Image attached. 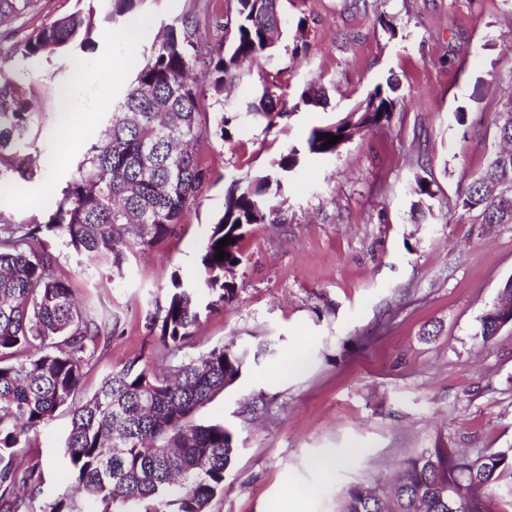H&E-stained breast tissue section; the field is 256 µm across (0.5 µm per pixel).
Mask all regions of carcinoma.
<instances>
[{
    "label": "carcinoma",
    "instance_id": "carcinoma-1",
    "mask_svg": "<svg viewBox=\"0 0 512 512\" xmlns=\"http://www.w3.org/2000/svg\"><path fill=\"white\" fill-rule=\"evenodd\" d=\"M114 22L135 16L145 0H110ZM283 0H235L233 26L208 55L197 41L198 20L186 14L163 26L135 78L113 107L103 136L91 143L41 215L14 221L0 214V512H208L223 488L236 447L221 424H202L195 412L233 385L250 359L272 353L231 341L179 360L158 372L141 357L113 370L89 397L82 396L83 368L118 318L75 303L58 271L48 239L56 236L76 254H92L121 274L130 256L177 233L210 179L200 151L211 136L231 140L244 122L268 127L289 116L277 109L270 88L231 98L251 76L250 66L273 60L281 33ZM93 9L56 19L10 47L19 63L48 58L75 41L95 49ZM203 70V82L191 78ZM18 67L0 68V168L26 180L40 156L21 155L15 144L30 130L32 112ZM399 83L377 84L349 110L311 128L303 148L286 147L268 170L234 176L224 208L210 224L198 275L187 283L172 274L154 300L145 327L157 351L177 356L191 343L202 316L237 298L235 275L242 241L253 224H274L271 200L285 193L299 170L301 152L334 156L354 132L375 128L399 103ZM217 107L214 122L202 111ZM328 99L315 81L298 105L323 108ZM340 141L331 146L326 135ZM495 138L509 148L458 195L455 208L478 224H512V121L495 124ZM225 258L216 259L218 241ZM512 319V278L480 317L483 341ZM59 412L70 415L64 469L73 491L42 495L44 470L32 441ZM512 455L470 457L437 444L408 460L391 486L357 483L343 493L341 512H490L501 474Z\"/></svg>",
    "mask_w": 512,
    "mask_h": 512
}]
</instances>
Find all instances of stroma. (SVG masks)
Instances as JSON below:
<instances>
[{
    "label": "stroma",
    "instance_id": "obj_1",
    "mask_svg": "<svg viewBox=\"0 0 512 512\" xmlns=\"http://www.w3.org/2000/svg\"><path fill=\"white\" fill-rule=\"evenodd\" d=\"M90 7L96 47L82 54V67L71 65L67 50L32 64L24 80L35 117L19 150L50 162L0 196V212L14 218L35 213L59 190L161 26L199 4L146 0L132 27L109 19L108 0H31L0 23V45ZM383 18L395 21L396 33L380 26ZM298 34L309 50L295 59ZM262 69L242 97L267 78L291 117L283 127L246 124L230 141L204 145L212 180L176 235L119 276L52 239L78 299L120 319L119 334L84 367L83 394L135 356L166 366L145 315L172 273L195 276L232 175L268 169L311 125L393 75L402 101L390 121L336 156L302 157L286 192L285 223L250 226L236 301L202 318L185 351L191 357L229 341L252 347L265 339L275 349L195 414L231 429L238 446L209 512H338L347 486L390 483L401 462L436 443L470 455L511 452L512 330L486 342L479 319L512 277V224H473L454 206L497 148V100L512 84V0H286L277 54ZM80 70L93 76L76 89L83 121L63 136L59 92ZM312 79L326 87L328 109L297 107ZM420 180L432 194L416 219L412 189ZM298 350L306 366L294 371L289 360ZM257 396L268 408L252 420L244 405ZM68 425L58 416L35 442L51 471L49 496L66 487L59 460ZM321 455L343 463L323 473L311 465Z\"/></svg>",
    "mask_w": 512,
    "mask_h": 512
}]
</instances>
